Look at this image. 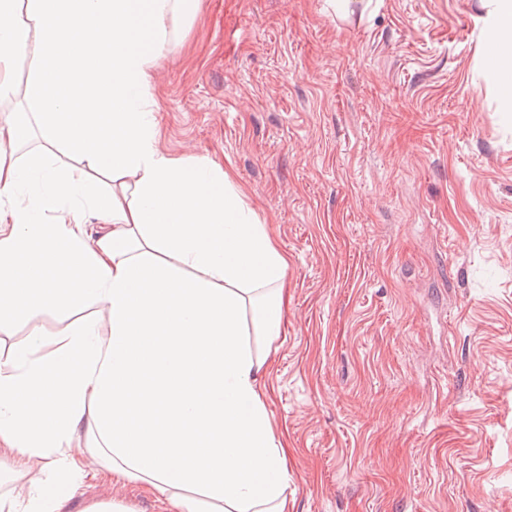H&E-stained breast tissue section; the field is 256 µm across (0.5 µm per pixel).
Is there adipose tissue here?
I'll return each mask as SVG.
<instances>
[{"instance_id": "ef3b65f1", "label": "adipose tissue", "mask_w": 512, "mask_h": 512, "mask_svg": "<svg viewBox=\"0 0 512 512\" xmlns=\"http://www.w3.org/2000/svg\"><path fill=\"white\" fill-rule=\"evenodd\" d=\"M477 5L512 103V0ZM196 7L0 0V101L32 63L0 116V334L98 309L0 356V512H65L96 468L168 512L292 510L265 384L287 259L229 170L160 147L150 70ZM29 71H30V60L29 59H21L17 64L15 79L16 83L19 87L20 93L19 95L9 101L2 102L0 105V110L4 112H9L14 110L19 103L23 105L26 104L24 92L26 89L27 81L29 79Z\"/></svg>"}]
</instances>
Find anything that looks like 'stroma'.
<instances>
[{
	"label": "stroma",
	"instance_id": "1",
	"mask_svg": "<svg viewBox=\"0 0 512 512\" xmlns=\"http://www.w3.org/2000/svg\"><path fill=\"white\" fill-rule=\"evenodd\" d=\"M201 0L164 150L219 160L288 260L268 412L293 512H512V121L475 0ZM116 500L100 473L69 512Z\"/></svg>",
	"mask_w": 512,
	"mask_h": 512
}]
</instances>
